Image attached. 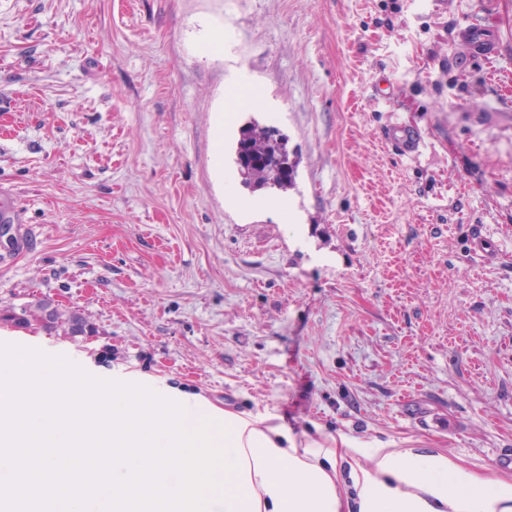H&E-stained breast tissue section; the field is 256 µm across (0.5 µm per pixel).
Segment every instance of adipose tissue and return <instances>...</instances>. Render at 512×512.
<instances>
[{"mask_svg":"<svg viewBox=\"0 0 512 512\" xmlns=\"http://www.w3.org/2000/svg\"><path fill=\"white\" fill-rule=\"evenodd\" d=\"M229 447L240 471H217L226 495L208 512H339L336 457L301 442L269 414L225 411ZM371 468L356 478L359 512H512V486L462 473L445 456L373 448Z\"/></svg>","mask_w":512,"mask_h":512,"instance_id":"1","label":"adipose tissue"}]
</instances>
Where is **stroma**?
<instances>
[{"instance_id": "obj_1", "label": "stroma", "mask_w": 512, "mask_h": 512, "mask_svg": "<svg viewBox=\"0 0 512 512\" xmlns=\"http://www.w3.org/2000/svg\"><path fill=\"white\" fill-rule=\"evenodd\" d=\"M251 121L288 190L241 175ZM0 188V310L96 330L0 341L335 440L342 512L369 448L512 484V0H0ZM469 39L474 48V52L483 60H489L495 50L491 35L486 30L477 25H469ZM386 139L401 155H410L418 151L421 143V135L418 129L412 125L395 124L388 128Z\"/></svg>"}]
</instances>
